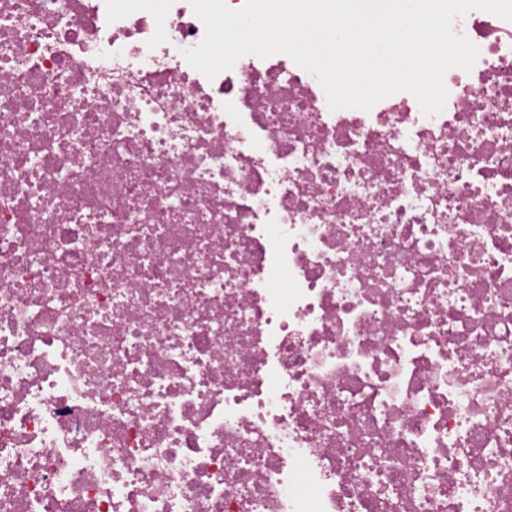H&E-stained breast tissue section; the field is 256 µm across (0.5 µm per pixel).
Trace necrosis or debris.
<instances>
[{"mask_svg":"<svg viewBox=\"0 0 512 512\" xmlns=\"http://www.w3.org/2000/svg\"><path fill=\"white\" fill-rule=\"evenodd\" d=\"M440 114L207 78L189 0H0V512H512V21Z\"/></svg>","mask_w":512,"mask_h":512,"instance_id":"obj_1","label":"necrosis or debris"}]
</instances>
